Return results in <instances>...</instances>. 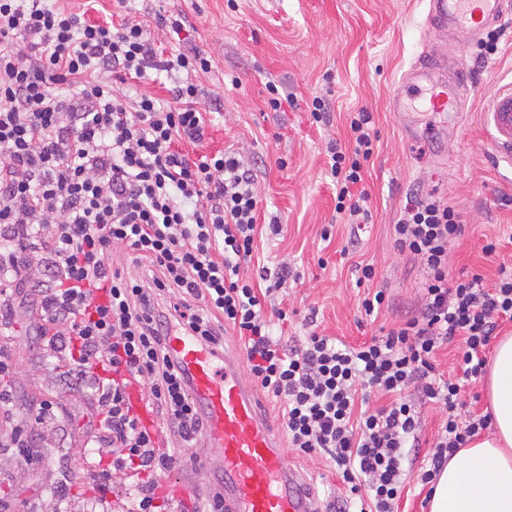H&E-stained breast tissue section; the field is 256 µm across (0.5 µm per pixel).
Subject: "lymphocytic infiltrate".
I'll return each mask as SVG.
<instances>
[{
    "label": "lymphocytic infiltrate",
    "mask_w": 512,
    "mask_h": 512,
    "mask_svg": "<svg viewBox=\"0 0 512 512\" xmlns=\"http://www.w3.org/2000/svg\"><path fill=\"white\" fill-rule=\"evenodd\" d=\"M59 0H0V315L13 285L32 282L46 322L60 326L69 372L98 392L112 465L92 472L106 492L132 480L131 512H161L159 474L181 465L205 416L180 367L165 353L171 325L219 345L241 341L254 383L282 407L297 453L326 456L350 495L330 512H395L408 476L429 484L489 415H462L466 382L486 370L487 350L512 321V266L498 276L453 275L449 247L464 232L461 212L435 193L410 196L394 242L422 271L418 311L386 334L350 346L312 331L297 343L272 334L288 313L274 295L293 271L249 274L259 218L256 174L235 154L201 149L211 122L197 76L212 69L200 52L156 48L148 24L92 20ZM166 75L170 103L127 81ZM368 112L351 115V142L326 147L336 212L371 216L365 160L377 133ZM190 150H183V143ZM129 249L137 278L112 270L113 248ZM41 275L30 280L32 260ZM457 344L460 378H443L435 358ZM108 371L93 377L95 367ZM151 381L148 409L134 413L129 387ZM388 397L370 406L371 396ZM446 410L432 446L421 439L418 405Z\"/></svg>",
    "instance_id": "obj_1"
}]
</instances>
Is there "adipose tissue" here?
Segmentation results:
<instances>
[{"instance_id":"obj_1","label":"adipose tissue","mask_w":512,"mask_h":512,"mask_svg":"<svg viewBox=\"0 0 512 512\" xmlns=\"http://www.w3.org/2000/svg\"><path fill=\"white\" fill-rule=\"evenodd\" d=\"M493 431L445 465L429 512H512V336L500 337L488 372Z\"/></svg>"}]
</instances>
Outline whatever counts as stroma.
<instances>
[{"label": "stroma", "instance_id": "obj_1", "mask_svg": "<svg viewBox=\"0 0 512 512\" xmlns=\"http://www.w3.org/2000/svg\"><path fill=\"white\" fill-rule=\"evenodd\" d=\"M142 19L185 16L180 46L210 56L213 68L198 82L219 97L220 112L207 131L205 150L257 158L260 211L278 217L281 235L262 239L258 255L270 272L290 261L301 280L279 291L292 316L283 336H305L303 319L315 314L322 334L357 345L392 327L419 305L422 271L394 244L393 226L413 191H436L464 211V232L450 248L453 274L480 273L493 281L498 264L512 265V168L492 159L477 115L501 86L512 82V20H504L499 50L484 55L460 32L438 34L425 25L426 0H134ZM427 46H444L472 76L476 92L464 116L415 114L393 108L395 83ZM275 82L296 103L273 112L265 85ZM330 104L328 124H313L306 103L313 94ZM371 113L378 140L364 165L363 185L372 217L353 230L337 215L328 173V139L347 142L350 113ZM332 227L331 241L321 232ZM498 244L487 260V242ZM373 264L375 287L390 308L372 322L361 317L356 264ZM12 315L0 325V348L11 367L0 376V512H97L100 498L88 472L110 463L97 439L95 393L72 381L28 288L15 289ZM31 435L18 447L17 433ZM320 503L344 494L324 456L289 453ZM221 462L204 443L187 449L182 466L163 478L180 485L169 500L205 508L220 482Z\"/></svg>", "mask_w": 512, "mask_h": 512}]
</instances>
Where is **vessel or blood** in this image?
Here are the masks:
<instances>
[{
	"instance_id": "obj_1",
	"label": "vessel or blood",
	"mask_w": 512,
	"mask_h": 512,
	"mask_svg": "<svg viewBox=\"0 0 512 512\" xmlns=\"http://www.w3.org/2000/svg\"><path fill=\"white\" fill-rule=\"evenodd\" d=\"M510 14L512 0H428L425 23L436 32L454 29L476 39ZM408 93L423 96L429 111L457 113L474 85L463 70H449L447 57L425 52L393 92V105L407 109ZM481 120L495 161L512 164V83L494 94ZM167 350L208 418L205 441L223 464L224 512H320L309 482L288 464L260 399L243 378L238 353H218L180 330L169 333Z\"/></svg>"
}]
</instances>
